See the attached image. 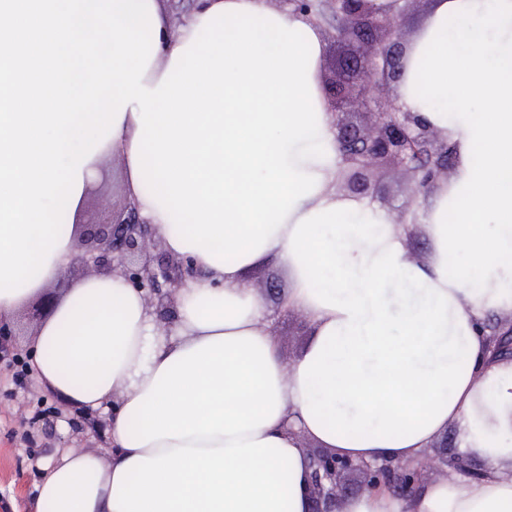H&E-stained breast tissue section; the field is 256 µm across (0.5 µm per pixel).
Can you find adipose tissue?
Here are the masks:
<instances>
[{
	"label": "adipose tissue",
	"instance_id": "1",
	"mask_svg": "<svg viewBox=\"0 0 512 512\" xmlns=\"http://www.w3.org/2000/svg\"><path fill=\"white\" fill-rule=\"evenodd\" d=\"M319 30L269 0H0V320L58 277L107 156L174 256L201 275L170 331L118 275L78 281L30 343L34 376L106 421V455L58 450L36 512H309L300 435L355 461L420 465L447 429L483 474L376 487L341 512H512V0H433L403 111L456 163L412 227L337 193ZM291 273L310 341L278 352L245 278ZM510 313L492 312L485 318V324L495 323L505 318H510L509 323L497 322L484 327L489 330L488 346L493 355H509L512 351V315Z\"/></svg>",
	"mask_w": 512,
	"mask_h": 512
}]
</instances>
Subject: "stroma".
I'll use <instances>...</instances> for the list:
<instances>
[{
  "instance_id": "1",
  "label": "stroma",
  "mask_w": 512,
  "mask_h": 512,
  "mask_svg": "<svg viewBox=\"0 0 512 512\" xmlns=\"http://www.w3.org/2000/svg\"><path fill=\"white\" fill-rule=\"evenodd\" d=\"M122 183L121 162L109 163L86 194L84 210L96 221H108L112 201L124 196ZM246 278L266 301L281 358L287 363L294 361L310 340V324L303 313L281 308L291 284L287 269L262 263L248 270ZM39 407L61 411L65 405L34 378L15 382L12 368L0 357V512H34L37 465L52 457L62 440H70L72 448L84 451L102 453L107 449L106 443L92 434H71L62 418L49 431L30 425L28 419Z\"/></svg>"
}]
</instances>
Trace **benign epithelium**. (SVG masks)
I'll list each match as a JSON object with an SVG mask.
<instances>
[{"label": "benign epithelium", "instance_id": "1", "mask_svg": "<svg viewBox=\"0 0 512 512\" xmlns=\"http://www.w3.org/2000/svg\"><path fill=\"white\" fill-rule=\"evenodd\" d=\"M318 28L335 27L334 38L346 43L335 62L333 76L321 80L342 156L338 179L349 196L365 198L375 192L369 173L385 168L396 176L407 208L418 205L422 193L448 179L454 155L448 140L399 105V96L380 92L389 81L399 82L404 69L403 33L399 14L378 10L368 0H275ZM81 235L92 248L74 254L71 264L99 275L118 273L144 294L146 308L158 328L168 332L177 316V294L199 276L190 257L157 251L159 240L138 206L125 200L108 223L86 222L76 216ZM488 346L496 356L512 353V321L487 326ZM67 423L74 432L102 437L104 422L71 406ZM312 468L308 496L312 512H336L342 480L349 471L366 474L367 486L382 483L386 468L354 462L328 451L308 454Z\"/></svg>", "mask_w": 512, "mask_h": 512}]
</instances>
